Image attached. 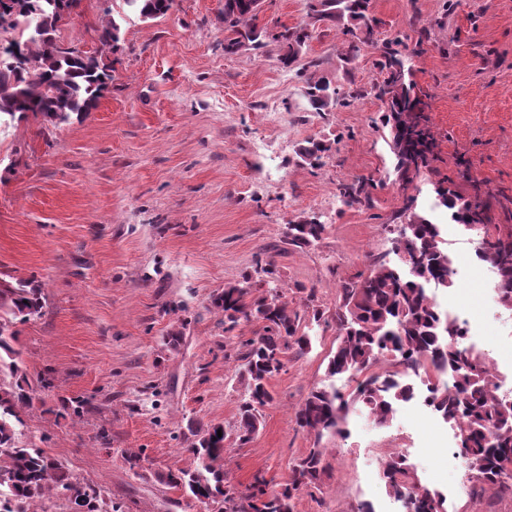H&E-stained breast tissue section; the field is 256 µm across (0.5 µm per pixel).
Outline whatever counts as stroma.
Here are the masks:
<instances>
[{"instance_id": "stroma-1", "label": "stroma", "mask_w": 512, "mask_h": 512, "mask_svg": "<svg viewBox=\"0 0 512 512\" xmlns=\"http://www.w3.org/2000/svg\"><path fill=\"white\" fill-rule=\"evenodd\" d=\"M82 0L61 42L94 47L105 9ZM377 43L346 57L349 18L312 23L305 0H262L256 25L309 26L291 67L281 43L224 51V0H176L166 16L128 15L112 55V84L97 106L57 128L28 119L0 132V278L41 284V314L14 321L16 362L36 390L17 426L24 445L61 463L98 496L101 512H218L160 474L192 469V427L233 429L244 396L211 307L227 283L246 287L273 262L290 306L321 309L312 349L271 382L274 400L243 447L227 440L229 484L263 473L286 484L315 442L294 410L317 387L348 393L349 375L329 376L336 304L343 283L392 258L384 227L403 224L405 205L440 224L456 270L441 308L468 321L499 350L512 376V312L497 302L471 233L437 205L448 188L485 203L488 223L512 230V0H371ZM404 34L412 79L426 93L434 154L413 181L399 182L368 96L326 111L311 107L307 81L337 87L382 82L381 39ZM311 139L332 141L321 166L299 162ZM371 183V206L342 205L339 182ZM317 216L321 241L297 248L286 227ZM314 296H307V289ZM182 328L179 351L164 338ZM346 436L328 435L319 489L299 512H402L382 478L403 453L418 481L442 492L447 512H512V498L470 497L450 424L422 401L397 405L386 425L355 404Z\"/></svg>"}]
</instances>
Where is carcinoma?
I'll return each instance as SVG.
<instances>
[{
    "instance_id": "cac0c4a2",
    "label": "carcinoma",
    "mask_w": 512,
    "mask_h": 512,
    "mask_svg": "<svg viewBox=\"0 0 512 512\" xmlns=\"http://www.w3.org/2000/svg\"><path fill=\"white\" fill-rule=\"evenodd\" d=\"M78 0H0V16L11 13L17 22L0 27V44L16 46L15 56L0 47V126H10L31 115L46 126L58 127L90 111L112 83V63L90 53H77L59 43L57 33ZM139 17L155 19L167 15L175 0H122ZM369 0H310L311 18L334 20L344 15L356 20L364 17ZM259 10L258 0H224V53L242 48H260L263 31L253 25ZM121 25L105 13L98 30V41L115 48ZM348 53L374 42L373 29L346 27L342 31ZM272 39L288 48L283 63L291 65L311 33L306 27H282ZM398 37L382 46L386 79L371 87L378 99H385L391 111L382 115L389 129L394 170L401 180L418 176L428 163L430 144L423 124L424 102L410 80L409 58L395 49ZM367 91L349 86L333 88L322 78L307 82V96L317 109L338 102L349 104ZM332 144L310 140L299 156L313 167L321 165ZM438 196L451 218L467 208L469 220L481 222L478 257L494 275L500 305L512 312V232L500 224H484L483 206L475 201L441 190ZM337 197L352 207L369 206V183L355 180L339 184ZM326 225L319 218L306 217L287 225L286 239L295 247H307L319 240ZM392 252L408 268L404 274L381 256L372 262L368 273L359 275L340 289L336 309V344L328 360V373L361 375L353 392L335 388L313 390L295 412L300 428L320 443L326 434H343L342 424L353 403H360L378 424L387 423L394 405L413 398L410 389L401 387L400 371L416 369L426 361L431 369L427 407L444 421L459 423V448L467 471L482 474L470 484L471 495L487 492L512 495V479H502L512 467V397L499 391L496 372L484 354L461 347V323L448 320L439 311L426 288V281L441 289L454 286L453 259L438 225L416 212L408 222L388 229ZM262 273L255 289L227 284L213 295L212 306L224 313V338H236L241 322H255L254 336L237 342L236 361L246 398L238 409L235 432L239 444H247L261 425V410L272 401L269 381L288 361V355L301 358L311 348L308 324L319 322L322 312L306 315L289 306L278 285L271 264ZM42 287L30 281L0 278V353L14 351L9 332L17 318L36 315L43 309ZM12 381L0 380V512H26L25 504L54 490L65 496L70 512H99L97 495L73 481L64 468L37 448L19 444L16 423L20 410L29 406L33 388L19 366L9 364ZM224 427L197 428L188 451L198 460L194 470L160 475L197 501L223 502L224 512H298V493L316 488L325 473L322 448H311L291 469L279 490L269 489L264 474L253 475L244 488L226 479L227 434ZM383 475L391 493L403 501L404 512H447L446 498L417 482L405 457L390 456L383 462Z\"/></svg>"
}]
</instances>
